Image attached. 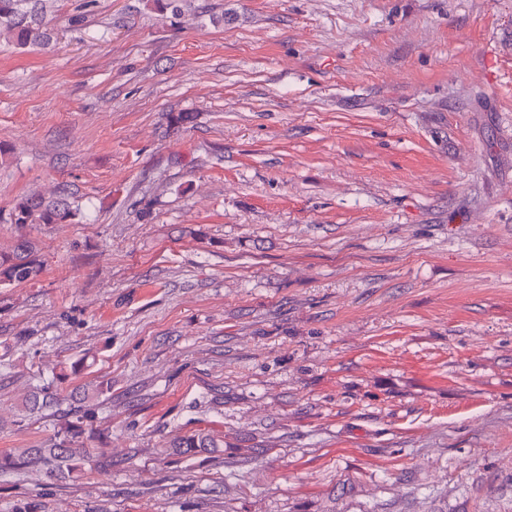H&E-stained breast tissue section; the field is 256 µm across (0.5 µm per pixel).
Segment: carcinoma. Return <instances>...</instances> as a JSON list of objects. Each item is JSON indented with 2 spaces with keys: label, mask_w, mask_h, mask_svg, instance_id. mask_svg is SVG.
Segmentation results:
<instances>
[{
  "label": "carcinoma",
  "mask_w": 512,
  "mask_h": 512,
  "mask_svg": "<svg viewBox=\"0 0 512 512\" xmlns=\"http://www.w3.org/2000/svg\"><path fill=\"white\" fill-rule=\"evenodd\" d=\"M45 5L32 0H0V33L12 34L17 46H45L50 41L44 11ZM77 216V209L64 197L45 199L40 196H24L17 199L10 212V221L24 229L34 224H63ZM42 264L35 243L20 237L8 252L0 251V288L15 283L31 281L41 272ZM31 414L51 412L61 418L57 432L37 448H22L0 456V471L10 472L29 468H41L59 479H76L86 468L101 464L112 466V459L97 448L81 444L85 427L95 418L93 409L63 410L53 386L38 388L28 400ZM169 447L190 454L224 447V441L210 433L199 432L181 436L170 442Z\"/></svg>",
  "instance_id": "obj_1"
}]
</instances>
